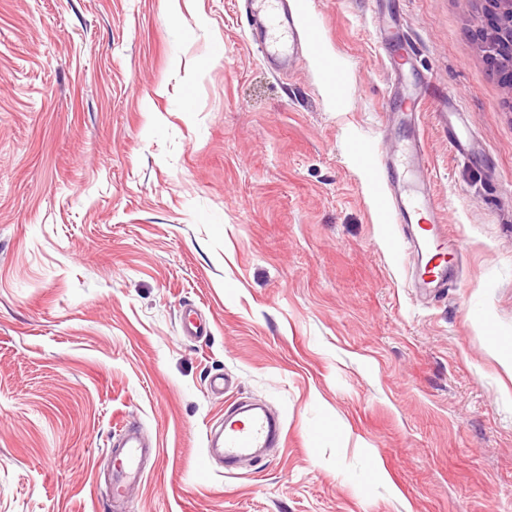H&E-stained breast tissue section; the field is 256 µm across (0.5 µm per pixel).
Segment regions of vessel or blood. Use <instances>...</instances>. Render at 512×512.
I'll return each mask as SVG.
<instances>
[{"label": "vessel or blood", "mask_w": 512, "mask_h": 512, "mask_svg": "<svg viewBox=\"0 0 512 512\" xmlns=\"http://www.w3.org/2000/svg\"><path fill=\"white\" fill-rule=\"evenodd\" d=\"M245 14L258 51L268 59L297 58L309 47L313 34L302 22L292 0H245ZM361 155L378 158L376 180L380 185L379 209L395 224L389 246L398 255L410 252L418 258L421 287L444 288L454 278L455 265L447 258L448 242L439 207L428 188V166L417 140H391L383 147L363 144ZM280 425L266 410L241 404L225 410L220 430L209 431L208 456L231 465L254 458L271 447ZM112 453V498L123 501L130 487L145 476V460L153 453L140 430L125 427Z\"/></svg>", "instance_id": "b4317fda"}]
</instances>
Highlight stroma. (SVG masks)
I'll return each mask as SVG.
<instances>
[{"instance_id": "obj_1", "label": "stroma", "mask_w": 512, "mask_h": 512, "mask_svg": "<svg viewBox=\"0 0 512 512\" xmlns=\"http://www.w3.org/2000/svg\"><path fill=\"white\" fill-rule=\"evenodd\" d=\"M296 3L316 50L276 71L244 0H0V512H113L132 421L156 458L126 512H512V348L491 351L512 340V87L489 0ZM392 40L436 89L416 121L388 110ZM388 126L423 138L461 259L435 294L388 251L357 151ZM253 400L279 447L208 460L207 426ZM460 123L455 128L451 126L450 137L453 147L464 158H471L477 154L473 141L467 131L464 122L459 118Z\"/></svg>"}]
</instances>
